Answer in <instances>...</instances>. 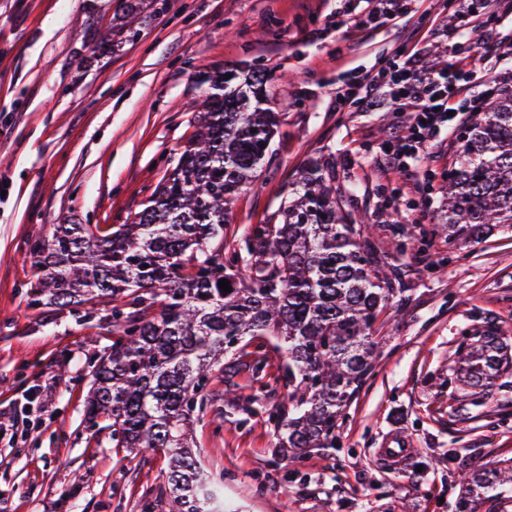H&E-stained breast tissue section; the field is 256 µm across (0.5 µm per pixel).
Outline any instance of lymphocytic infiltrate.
I'll return each mask as SVG.
<instances>
[{"instance_id": "obj_1", "label": "lymphocytic infiltrate", "mask_w": 512, "mask_h": 512, "mask_svg": "<svg viewBox=\"0 0 512 512\" xmlns=\"http://www.w3.org/2000/svg\"><path fill=\"white\" fill-rule=\"evenodd\" d=\"M495 0H460L457 19L483 27L486 43L501 55L512 57V38L505 37L495 23ZM467 58L457 57L447 69L434 71L421 65L418 54H407L397 66L367 77L354 94L353 106L368 112L379 98H386L399 118L392 134L394 149L381 151L378 161L399 172L403 181L417 179L430 157L436 133L449 123L450 113L476 112L488 97L506 88L505 79L488 81L473 91Z\"/></svg>"}]
</instances>
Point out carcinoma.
Instances as JSON below:
<instances>
[{"label":"carcinoma","instance_id":"carcinoma-1","mask_svg":"<svg viewBox=\"0 0 512 512\" xmlns=\"http://www.w3.org/2000/svg\"><path fill=\"white\" fill-rule=\"evenodd\" d=\"M270 72L229 69L199 77L195 131L177 164L131 224L96 235L57 224L29 254L26 294L42 307H110L115 339L90 365L86 420L115 448L168 456L171 512H226L224 494L190 446L209 375L246 336L288 351L289 399L280 447H336L343 407L371 374L372 326L393 298V278L364 225L342 210L329 168L311 160L281 207L253 224L224 257L236 198L260 176L280 113L261 107ZM444 206L448 242L512 224V92L489 99L456 139ZM232 291H220L219 280ZM477 386L506 364L500 338L460 347ZM512 468L473 473L469 491L499 496Z\"/></svg>","mask_w":512,"mask_h":512}]
</instances>
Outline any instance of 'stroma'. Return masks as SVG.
Masks as SVG:
<instances>
[{
  "label": "stroma",
  "instance_id": "1",
  "mask_svg": "<svg viewBox=\"0 0 512 512\" xmlns=\"http://www.w3.org/2000/svg\"><path fill=\"white\" fill-rule=\"evenodd\" d=\"M121 3L0 0V512H168L163 453L87 428L88 362L111 326L31 307L27 253L56 224L131 223L194 132L198 74L249 66L287 88L268 97L281 115L273 153L228 217L225 251L317 159L401 290L373 325L382 348L335 447L278 448L277 420L295 411L288 356L266 341L253 375L248 337L210 376L193 447L236 512H456L465 476L512 465V366L466 397L458 351L462 336L490 333L512 347V232L449 243L455 134L441 132L398 202L399 173L368 159L396 122L389 104L363 112L336 97L402 63V48L448 59L486 46L464 22L449 35L455 0H412L364 28L368 0H140L130 28ZM384 448L407 456L387 463Z\"/></svg>",
  "mask_w": 512,
  "mask_h": 512
}]
</instances>
